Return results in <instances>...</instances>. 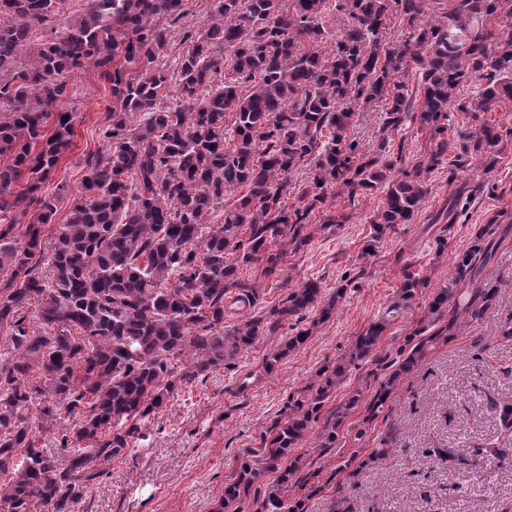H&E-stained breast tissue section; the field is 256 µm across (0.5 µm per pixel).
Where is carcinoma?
I'll return each instance as SVG.
<instances>
[{
  "label": "carcinoma",
  "mask_w": 512,
  "mask_h": 512,
  "mask_svg": "<svg viewBox=\"0 0 512 512\" xmlns=\"http://www.w3.org/2000/svg\"><path fill=\"white\" fill-rule=\"evenodd\" d=\"M194 0H0V505L6 512H74L112 459L130 451L141 425L199 376L232 367L242 351L275 335L284 321L332 315L336 296L308 280L268 308L258 281L289 288L288 250L314 233L347 224L333 199L383 195L368 217L364 256L397 224L414 221L431 193L427 176L448 163V182L482 158L493 169L512 142L480 120L512 105V0H207L191 26ZM441 6L430 11L431 4ZM395 15L411 31L395 45L384 32ZM339 26L330 28L326 19ZM182 33L177 75L162 59ZM108 69L115 98L106 152L85 161V194L66 222L46 232L56 202L37 195L73 135V115L52 112L69 95L72 73ZM415 83H410V77ZM484 82L477 94L463 88ZM385 101L383 136L363 155L348 130L362 105ZM478 126L448 135L450 112ZM52 134H45L50 115ZM231 120H226V117ZM415 121L430 148L407 166L405 138ZM38 153H33L34 149ZM309 176L286 203L292 173ZM25 179V187L13 186ZM452 197L430 220L453 224ZM327 206L320 225L315 211ZM28 216L4 223L7 211ZM497 215L474 226L448 284L439 288L409 349L390 361L389 381L368 404L384 406L394 382L410 374L448 332L479 321L512 280L482 277L498 241ZM255 270L244 277L242 268ZM397 297L353 344L347 360L325 366L306 395L288 397L283 416L247 450L216 512H242L241 500L269 472L281 471L254 512H290L281 495L299 470L288 460L319 420L346 369L373 354L394 318L426 285L406 265ZM250 317L224 327V316ZM300 329L263 358L270 373L302 345ZM356 393L328 411L318 446L330 448ZM498 411L502 446L471 451L475 467L512 453V404ZM60 426L61 458L43 429Z\"/></svg>",
  "instance_id": "carcinoma-1"
}]
</instances>
